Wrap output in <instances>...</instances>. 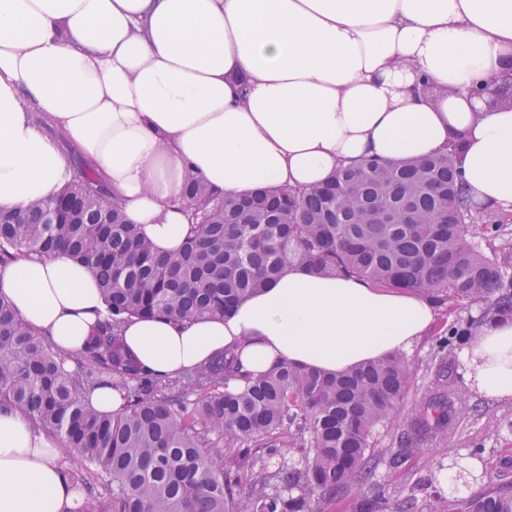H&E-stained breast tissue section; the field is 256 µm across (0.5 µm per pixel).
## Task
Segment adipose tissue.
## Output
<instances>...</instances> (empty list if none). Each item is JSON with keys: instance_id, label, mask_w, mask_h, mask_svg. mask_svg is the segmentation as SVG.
Here are the masks:
<instances>
[{"instance_id": "1", "label": "adipose tissue", "mask_w": 512, "mask_h": 512, "mask_svg": "<svg viewBox=\"0 0 512 512\" xmlns=\"http://www.w3.org/2000/svg\"><path fill=\"white\" fill-rule=\"evenodd\" d=\"M510 60L512 0H0V209L57 196L76 153L172 253L186 171L220 193L310 188L455 139L470 194L510 205L512 106L477 113L467 94ZM0 296L64 354L106 316L62 253L0 264ZM434 319L416 292L296 264L224 317H131L121 335L158 376L227 349L253 374L284 361L340 374L410 351ZM465 361L478 391L512 396V321L483 326ZM66 468L0 405V512H76Z\"/></svg>"}]
</instances>
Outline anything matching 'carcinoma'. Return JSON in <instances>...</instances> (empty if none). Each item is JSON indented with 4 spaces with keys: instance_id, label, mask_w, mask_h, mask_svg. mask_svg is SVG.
<instances>
[{
    "instance_id": "carcinoma-1",
    "label": "carcinoma",
    "mask_w": 512,
    "mask_h": 512,
    "mask_svg": "<svg viewBox=\"0 0 512 512\" xmlns=\"http://www.w3.org/2000/svg\"><path fill=\"white\" fill-rule=\"evenodd\" d=\"M492 89L512 103L506 71ZM460 155L456 142L404 163L369 159L309 190L246 197L220 195L189 171L190 232L167 256L108 201L99 177L75 167L56 198L0 211V263L64 251L97 278L109 317L66 356L0 297V403L21 408L79 466L70 470L79 512H320L344 499L354 512H512L511 457L497 481L456 500L432 472L407 479L409 459L470 411L458 350L480 327L512 320V215L469 195ZM295 262L418 290L451 318L428 354L431 384L402 431L393 427L416 378L403 352L343 374L284 362L253 379L232 351L178 377L150 374L126 351V317H221ZM99 385L121 393L119 413L89 406ZM382 463L404 482L377 480Z\"/></svg>"
}]
</instances>
